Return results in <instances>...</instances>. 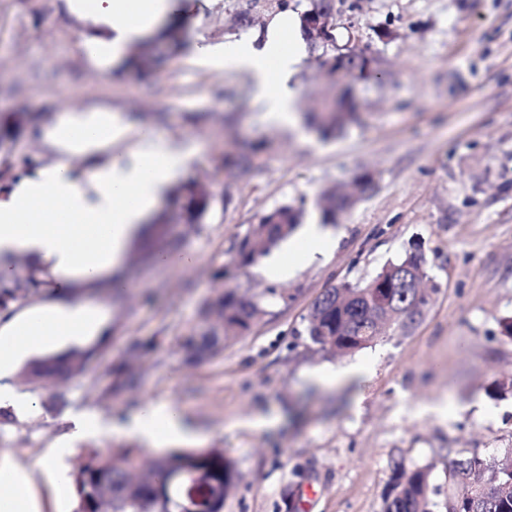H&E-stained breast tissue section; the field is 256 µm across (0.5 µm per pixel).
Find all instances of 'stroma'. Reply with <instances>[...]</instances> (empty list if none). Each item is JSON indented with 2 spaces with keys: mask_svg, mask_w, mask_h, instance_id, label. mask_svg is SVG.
<instances>
[{
  "mask_svg": "<svg viewBox=\"0 0 512 512\" xmlns=\"http://www.w3.org/2000/svg\"><path fill=\"white\" fill-rule=\"evenodd\" d=\"M0 17V113L28 115L15 155L41 163V139L65 107L138 113V129L199 148L179 184H209L211 208L198 228L183 223L179 184L170 185L157 213L127 252L125 286L78 285L70 301H94L110 315L98 361L68 387V412L47 408L22 416L0 434V459L24 467L42 495L43 512H72L69 480L44 483L42 462L70 444L64 471L82 449L128 445L102 433L69 442V412L94 409L122 418L144 402L171 403L202 436V447L223 449L238 473L224 512H293L299 488L317 492L313 512H381L390 460L431 465L435 501L448 496L450 456L512 453V337L500 322L512 316V0H335L343 25L338 42L354 38L389 78L356 82L360 120L324 141L301 122H269L252 98L222 96L243 75L200 59L197 48L233 34L225 22L234 0H190L179 47L157 39L130 46L145 53L148 72L126 65L104 71L89 64L83 40L94 31L65 0H8ZM319 50L306 49L292 82L297 106L327 89ZM270 140L260 174L225 203L216 172L224 137ZM375 191L355 203L331 231L336 246L288 280L271 283L270 256L237 268L229 249L257 215L304 203L307 217L327 188H344L362 171ZM425 257L434 286L424 317L407 331L385 330L348 356L318 352L305 334L315 299L334 285H365L411 247ZM172 254L158 264L157 253ZM264 292V316L225 342L216 357L184 363L180 336L199 324L203 305L222 287ZM157 341L137 364L142 384L95 399L134 340ZM365 362L364 384L315 386L311 370ZM444 403L446 415L422 411ZM263 426H254V419Z\"/></svg>",
  "mask_w": 512,
  "mask_h": 512,
  "instance_id": "stroma-1",
  "label": "stroma"
}]
</instances>
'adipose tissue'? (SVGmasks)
Here are the masks:
<instances>
[{"label":"adipose tissue","mask_w":512,"mask_h":512,"mask_svg":"<svg viewBox=\"0 0 512 512\" xmlns=\"http://www.w3.org/2000/svg\"><path fill=\"white\" fill-rule=\"evenodd\" d=\"M71 12L103 27L89 38L90 60L105 69L119 63L129 44L149 35L168 15L170 0H67ZM304 51L299 24L281 13L268 25L262 45L241 38L202 49L214 67L249 77L253 101L276 124L293 122L296 91L289 84ZM131 124L109 111L68 107L42 135L50 162L0 191V254L32 256L65 286L111 282L131 240L159 205L167 187L195 160L196 148L148 134L130 140ZM124 144L121 155L76 170L75 157H93ZM306 247H292L288 257L268 270L273 279L288 278L336 245L323 225H305ZM104 306L60 300L34 308L0 328V407L16 413L36 409L35 399L18 393L12 374L27 353L52 346L64 350L104 335ZM112 432L133 436L152 448L199 441V433L173 404H144L125 420L105 422L94 411L71 420L75 438ZM0 512H40L28 474L16 465L0 467Z\"/></svg>","instance_id":"adipose-tissue-1"}]
</instances>
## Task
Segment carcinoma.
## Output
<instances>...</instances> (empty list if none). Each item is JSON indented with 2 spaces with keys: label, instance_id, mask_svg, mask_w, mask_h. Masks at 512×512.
I'll return each mask as SVG.
<instances>
[{
  "label": "carcinoma",
  "instance_id": "obj_1",
  "mask_svg": "<svg viewBox=\"0 0 512 512\" xmlns=\"http://www.w3.org/2000/svg\"><path fill=\"white\" fill-rule=\"evenodd\" d=\"M236 0L230 13L228 29L245 31L253 16L261 9L281 12L299 11L304 38L322 50L323 65L333 70L336 46L323 45L308 27L309 17L333 7L334 0ZM358 102L343 89L331 87L317 96L306 126L324 140L336 137L357 118ZM17 112L0 114V151L12 153L24 124ZM268 145L254 142L248 147L224 151L221 171L224 203H229L240 184L249 182L261 170ZM376 187L372 173L363 171L354 178L358 198L370 195ZM323 221L335 223L350 210L354 201L349 194L326 190L321 194ZM212 203L207 187L193 185L182 198L183 216L189 224L201 223ZM305 214L304 205L277 206L256 217V222L233 246L232 262L247 267L286 239ZM426 277L424 258L418 251L406 253L386 264L365 286L343 283L327 288L314 301L307 316L305 331L312 344L329 354H353L370 346L378 336L375 298L388 301L396 313L392 324L406 331L424 315L431 293L416 298L413 284ZM49 286L47 274L29 262L24 274H0V314L9 315L22 300L43 293ZM264 314L259 299L245 293L226 290L203 314V326L197 333L183 338L184 361L194 365L224 349V341L242 335ZM144 344L130 343L125 359L109 370L110 382L97 391L98 399L109 401L112 394L137 389L141 374L135 364L140 360ZM88 351L73 350L63 356H49L33 361L24 379L39 389L49 384L52 389L42 396V404L60 411L68 404L69 383L83 374ZM391 480L383 500L382 512H436L438 503L432 498L430 468L409 469L403 458L390 462ZM237 473L222 448L201 451H171L150 459L140 448H111L102 454L93 448L83 451L79 466L69 473L74 488L73 512H224V498L233 490ZM446 512H512V455L485 459L477 454L457 455L448 459V501Z\"/></svg>",
  "mask_w": 512,
  "mask_h": 512
}]
</instances>
